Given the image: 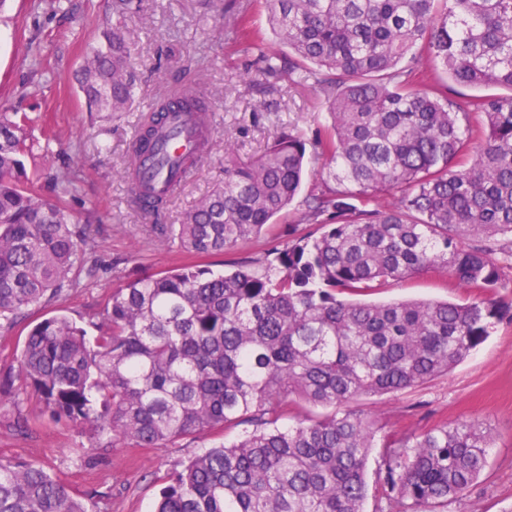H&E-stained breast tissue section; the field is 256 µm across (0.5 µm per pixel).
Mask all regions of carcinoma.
Here are the masks:
<instances>
[{"instance_id":"obj_1","label":"carcinoma","mask_w":512,"mask_h":512,"mask_svg":"<svg viewBox=\"0 0 512 512\" xmlns=\"http://www.w3.org/2000/svg\"><path fill=\"white\" fill-rule=\"evenodd\" d=\"M294 61L241 36L267 77H314L330 122L315 147L321 188L266 263L232 272L204 265L146 274L116 289L94 323L43 319L18 359L29 395L57 422L86 427L95 445L141 448L246 420L256 429L209 448L173 473L156 512H364L374 419L350 404L395 395L444 375L497 327L512 323V0H266ZM439 59L446 84L412 66ZM140 55L122 22L87 57L79 89L99 112L135 102ZM501 92L466 97L455 87ZM197 115L196 91L163 98L132 142L125 174L141 175L166 114ZM34 119L0 112V317L58 297L90 239L42 198L23 157ZM307 139L282 133L252 165L232 162L224 183L159 242L222 253L258 235L299 193ZM446 274L479 297L467 303L348 302L420 272ZM321 407L278 425L292 407ZM494 434L444 424L385 445L376 492L390 512H437L473 491ZM0 512H87L40 467L0 461Z\"/></svg>"}]
</instances>
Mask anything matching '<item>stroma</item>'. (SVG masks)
<instances>
[{"mask_svg": "<svg viewBox=\"0 0 512 512\" xmlns=\"http://www.w3.org/2000/svg\"><path fill=\"white\" fill-rule=\"evenodd\" d=\"M112 0H5L0 5V112L34 118L35 144L25 157L27 172L42 197L55 201L54 177L75 181L64 205L72 223L89 225L94 240L84 252L77 287L48 304L29 307L17 323L0 320V371L18 369L28 330L63 313L91 319L112 292L136 275L172 270L189 261L178 244H160L155 223H179L211 188L224 180V144L232 142L233 161H255L288 126L316 137L329 123L327 105L313 82L279 80L275 87L239 81L253 58L237 41L247 24L280 54L288 49L267 21L264 0H142L127 15L126 29L140 46L138 90L124 112L90 110L76 77L89 50L111 28ZM193 88L210 102L213 143L161 216L142 212L123 176L129 144L156 100ZM293 204L272 226L250 241L212 256L225 262H251L272 247L288 243V227L307 197L316 193L320 160H312ZM300 232H310L298 224ZM468 289L448 276L424 272L373 293L376 301L407 298L469 300ZM360 408L379 426V442H399L443 424L473 419L495 434L488 465L471 495L445 505L443 512H512V324L502 323L450 373L398 395L367 397ZM244 424L223 436L201 435L154 448L124 443L95 448L88 431L52 420L14 384L11 399L0 401V460L43 467L84 501L88 512H155L169 476L206 448L251 433Z\"/></svg>", "mask_w": 512, "mask_h": 512, "instance_id": "stroma-1", "label": "stroma"}]
</instances>
